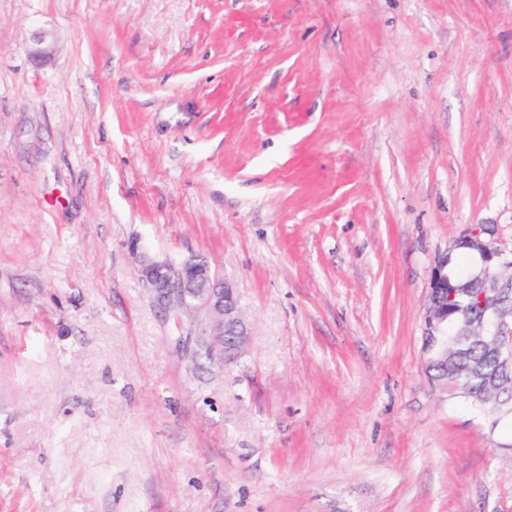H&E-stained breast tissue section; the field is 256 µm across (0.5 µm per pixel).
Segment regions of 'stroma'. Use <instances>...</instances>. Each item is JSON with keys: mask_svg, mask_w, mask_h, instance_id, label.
<instances>
[{"mask_svg": "<svg viewBox=\"0 0 512 512\" xmlns=\"http://www.w3.org/2000/svg\"><path fill=\"white\" fill-rule=\"evenodd\" d=\"M469 224L512 251V0H0V512H512V419L423 370ZM131 249L139 254V278L160 307L166 311L175 307L179 313L204 317L196 335L191 336L195 350L210 362L233 363L249 336L233 287L221 282L200 258H187L175 268L139 252L137 244Z\"/></svg>", "mask_w": 512, "mask_h": 512, "instance_id": "obj_1", "label": "stroma"}]
</instances>
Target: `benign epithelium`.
I'll use <instances>...</instances> for the list:
<instances>
[{
  "label": "benign epithelium",
  "mask_w": 512,
  "mask_h": 512,
  "mask_svg": "<svg viewBox=\"0 0 512 512\" xmlns=\"http://www.w3.org/2000/svg\"><path fill=\"white\" fill-rule=\"evenodd\" d=\"M52 54L49 34L37 33L33 59L44 63ZM455 247L465 248L476 256L478 272L474 281L478 287L449 277L451 254L438 260L429 282L423 349L427 355L438 350L443 361H448L444 336L451 325L456 347L477 341L495 357L499 373L491 380L475 367L463 380L455 373L431 379L435 386L456 397L479 398L492 388L506 393L507 397L498 399L490 412L493 430L501 419L512 416V255L495 245L494 230L489 224L467 225ZM132 251L139 255V278L160 307L166 311L174 307L180 313L204 317L193 336L195 350L210 362H234L246 345L248 328L233 287L221 282L200 258H187L175 268L148 257L135 244Z\"/></svg>",
  "instance_id": "benign-epithelium-1"
}]
</instances>
